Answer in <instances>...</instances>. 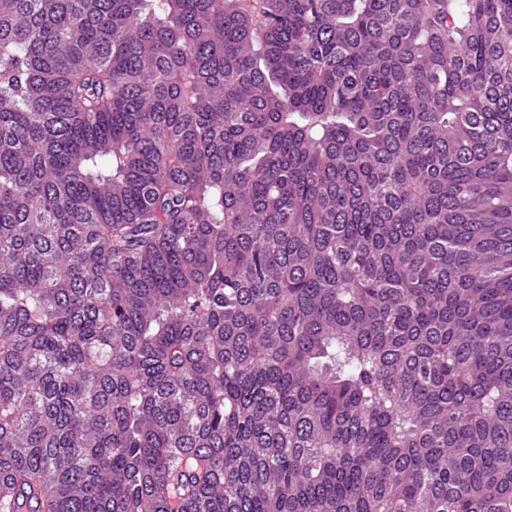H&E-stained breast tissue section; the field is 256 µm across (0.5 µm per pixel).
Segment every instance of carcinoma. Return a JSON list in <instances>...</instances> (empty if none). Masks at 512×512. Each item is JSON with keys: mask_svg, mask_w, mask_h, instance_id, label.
Listing matches in <instances>:
<instances>
[{"mask_svg": "<svg viewBox=\"0 0 512 512\" xmlns=\"http://www.w3.org/2000/svg\"><path fill=\"white\" fill-rule=\"evenodd\" d=\"M0 0V512H512V0Z\"/></svg>", "mask_w": 512, "mask_h": 512, "instance_id": "obj_1", "label": "carcinoma"}]
</instances>
